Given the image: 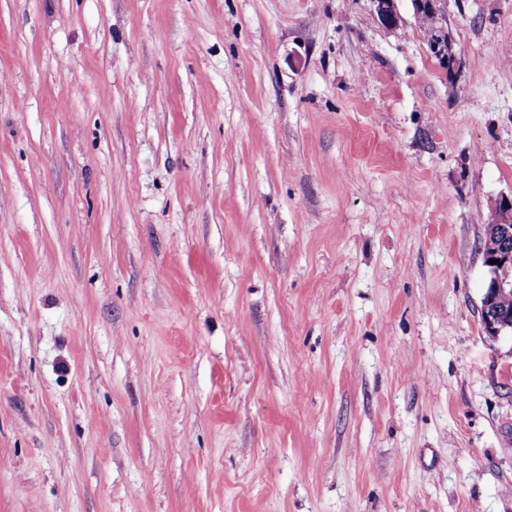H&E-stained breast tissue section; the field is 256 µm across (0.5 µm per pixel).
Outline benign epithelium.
<instances>
[{
    "label": "benign epithelium",
    "mask_w": 512,
    "mask_h": 512,
    "mask_svg": "<svg viewBox=\"0 0 512 512\" xmlns=\"http://www.w3.org/2000/svg\"><path fill=\"white\" fill-rule=\"evenodd\" d=\"M379 22L392 28L399 24L400 15L396 9V0H372ZM496 221L485 225L480 251L484 265L489 271V280L481 299L482 325L492 337L512 334V325L500 321L493 310V302L499 295L512 291V249L508 247L512 235V195L502 196L493 206Z\"/></svg>",
    "instance_id": "benign-epithelium-1"
}]
</instances>
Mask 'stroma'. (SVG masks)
Wrapping results in <instances>:
<instances>
[{
	"instance_id": "1",
	"label": "stroma",
	"mask_w": 512,
	"mask_h": 512,
	"mask_svg": "<svg viewBox=\"0 0 512 512\" xmlns=\"http://www.w3.org/2000/svg\"><path fill=\"white\" fill-rule=\"evenodd\" d=\"M0 0V512H512V0ZM496 215L494 224L485 225L481 239L480 251L484 265L489 271V280L481 299L482 325L485 332L492 337L512 335V325L500 321L493 310V302L499 295L512 291V249L507 242L512 234V194L502 196L493 208ZM490 260L495 263L490 264Z\"/></svg>"
}]
</instances>
